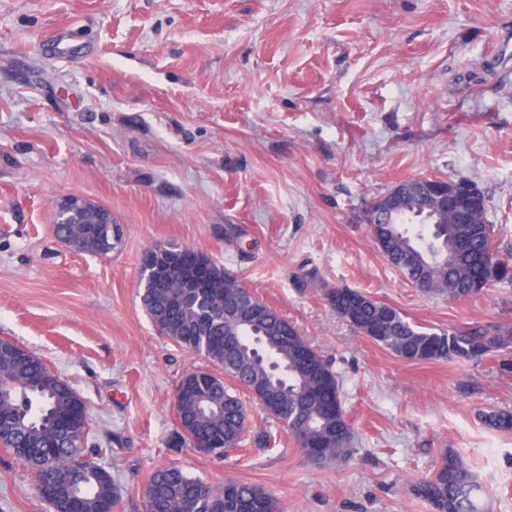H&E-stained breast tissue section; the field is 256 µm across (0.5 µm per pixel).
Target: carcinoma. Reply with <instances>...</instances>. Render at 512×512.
<instances>
[{
    "label": "carcinoma",
    "mask_w": 512,
    "mask_h": 512,
    "mask_svg": "<svg viewBox=\"0 0 512 512\" xmlns=\"http://www.w3.org/2000/svg\"><path fill=\"white\" fill-rule=\"evenodd\" d=\"M402 183L404 206L385 224L372 222L369 207L364 222L379 252L411 285L429 296L459 300L512 281V266L499 256L486 221L483 193L473 223L451 224L423 219L426 178ZM53 231L63 242L84 240L87 253L115 249L104 224H56ZM171 250L179 251L182 269L203 270V294L182 298L177 279L155 276L162 253ZM138 296L159 334L221 369L219 374L198 370L178 383L180 440L217 458L238 449L247 431L249 399L288 430L302 454H317L311 463L349 456L353 428L332 364L236 276L194 249L155 245L142 255ZM323 298L359 334L408 362L474 361L512 345L511 323L438 331L356 289L326 288ZM226 301L258 312L259 321L229 327L221 307ZM485 419L497 430L512 431V412ZM88 427L84 399L36 354L0 339V444L34 470L41 497L66 498L76 512H114L112 474L97 455L75 448ZM414 490L432 512H478L476 475L453 454ZM146 491L148 512H281L278 500L257 485L227 480L216 490L176 467L159 468Z\"/></svg>",
    "instance_id": "cac0c4a2"
}]
</instances>
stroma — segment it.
Here are the masks:
<instances>
[{"label": "stroma", "mask_w": 512, "mask_h": 512, "mask_svg": "<svg viewBox=\"0 0 512 512\" xmlns=\"http://www.w3.org/2000/svg\"><path fill=\"white\" fill-rule=\"evenodd\" d=\"M65 33L68 50L51 36ZM512 0H0V339L89 410L116 512L154 471L263 487L282 512H430L413 486L444 451L512 512V347L407 362L339 319L349 287L451 329L512 323V281L461 300L408 284L363 215L411 177L473 182L512 260ZM122 229L101 258L53 232L61 198ZM202 252L295 323L343 381L353 455L318 466L258 404L223 459L175 446L174 395L209 363L159 335L136 296L157 244ZM0 512H52L0 445Z\"/></svg>", "instance_id": "obj_1"}]
</instances>
